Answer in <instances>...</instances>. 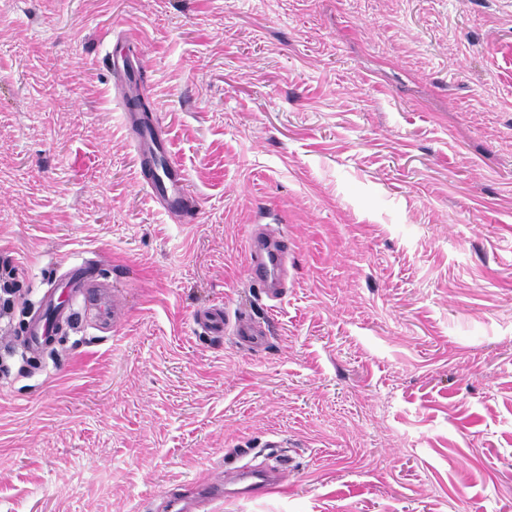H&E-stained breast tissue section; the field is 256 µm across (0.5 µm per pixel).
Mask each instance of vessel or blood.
I'll use <instances>...</instances> for the list:
<instances>
[{
    "label": "vessel or blood",
    "instance_id": "vessel-or-blood-1",
    "mask_svg": "<svg viewBox=\"0 0 512 512\" xmlns=\"http://www.w3.org/2000/svg\"><path fill=\"white\" fill-rule=\"evenodd\" d=\"M111 70L120 72L126 81V97L134 99L142 94L143 67L130 64L128 56H110ZM128 126L135 137L140 157V174L153 200L164 210L183 216L193 210V198L187 186L185 173L174 159L170 143L160 127L143 121L137 112H129ZM290 248L285 235L271 225L258 224L252 229L247 243L246 273L259 283L266 297L276 301L287 286L288 254ZM69 287L61 292L47 291L43 297L42 312L34 315L28 328L27 343L32 347L46 344L54 327L72 324L78 308L93 310L101 322H108L109 297L99 291L89 265L77 262L68 272ZM195 325L215 338L231 335L252 348L264 345L257 325L247 318H230L224 307L211 306L195 311ZM284 472L280 469L258 470L244 464L237 468L232 487L220 488L210 483L197 487V500L222 497H258L280 488Z\"/></svg>",
    "mask_w": 512,
    "mask_h": 512
}]
</instances>
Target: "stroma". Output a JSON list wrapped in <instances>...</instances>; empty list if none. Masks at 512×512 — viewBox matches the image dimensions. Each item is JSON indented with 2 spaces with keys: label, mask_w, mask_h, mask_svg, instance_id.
<instances>
[{
  "label": "stroma",
  "mask_w": 512,
  "mask_h": 512,
  "mask_svg": "<svg viewBox=\"0 0 512 512\" xmlns=\"http://www.w3.org/2000/svg\"><path fill=\"white\" fill-rule=\"evenodd\" d=\"M126 36L193 223L139 174ZM259 223L292 244L277 304ZM77 257L114 329L28 346ZM3 262L0 512H166L270 458L284 489L200 512H512V0L0 4ZM288 238L270 224H257L247 243L246 273L259 283L266 297L279 300L287 288ZM16 274V268L9 265H1L0 278V311L1 314L10 310L14 304L16 288H12V281ZM193 322L214 338L223 339L224 335H231L239 343L255 349L265 343V336H262L257 325L245 317H238L233 323L223 306L198 309L193 314Z\"/></svg>",
  "instance_id": "stroma-1"
}]
</instances>
